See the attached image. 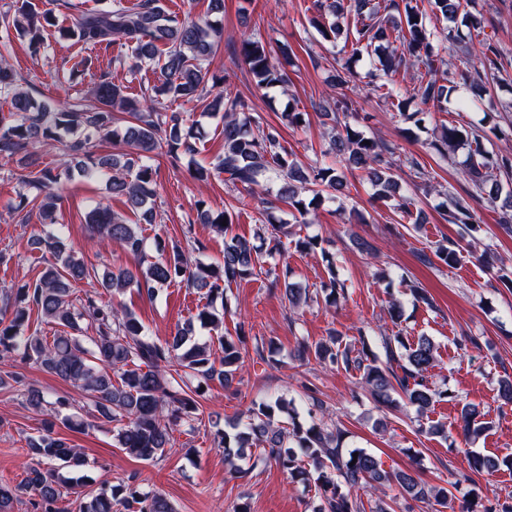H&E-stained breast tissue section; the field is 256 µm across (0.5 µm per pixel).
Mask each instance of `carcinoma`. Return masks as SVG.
I'll return each mask as SVG.
<instances>
[{
  "mask_svg": "<svg viewBox=\"0 0 512 512\" xmlns=\"http://www.w3.org/2000/svg\"><path fill=\"white\" fill-rule=\"evenodd\" d=\"M159 0H138L129 7L115 0L110 8L81 12L72 25H58L50 10H41L33 0H16L13 7L0 11V100L9 111L0 115V155H22L26 166L34 164L32 156L40 147L60 152L64 172L45 167L35 174L23 176V182L43 196L41 209L52 216L56 205L54 187L61 176L76 174L84 179L107 177L112 196L124 199L128 211L138 223L132 224L106 207L92 209L86 224L99 236L134 255L145 252L146 241L140 223L157 221V195L153 161L161 154L174 160L181 154H193L195 144L191 132H183V117L171 112L165 101H180L201 106L202 111L222 114L224 121V156L212 166L198 165L194 176L205 181L215 174H225L233 186H242L250 198L264 190V183L280 184L279 197L300 215L308 213L319 200L320 188L343 191L346 169L363 171L374 188L378 200L392 203L402 216L412 217L411 199L400 194L395 177L393 150L385 143L366 137L349 122L332 135L324 154L336 157V165L315 166L303 170L296 156L281 142L279 132L244 112L242 100L228 92L206 91L222 78L210 73L208 65L223 42V32L207 18L179 19L158 6ZM429 8L418 0H401L388 8L398 17L382 15L371 0H313L314 15L310 24L332 41L343 34L353 35L351 57L336 70V82L350 83L352 58L365 53L371 59L368 74L371 90L391 104L405 122L420 129L427 112L407 111L412 100L438 109L448 103L452 93L463 92L460 102L478 105L487 95L482 82L495 79L504 71L498 47L485 39L472 73L456 75L436 64L431 42V19L441 17L454 22L445 39L455 46V57L470 54L472 36L484 32L482 16L464 11L463 0H427ZM58 28L63 37L85 45L113 44L134 61L135 67L159 63L158 84L154 95L135 98L127 87L100 79L90 91V100L78 98L66 105L34 96L23 88L10 67L7 54L11 32L28 38L33 52L47 48L44 31ZM404 51L424 66L413 87L401 95L393 89L403 62L398 51ZM240 56L248 65L255 85L260 89L286 87L288 72L273 56L267 44L249 29L240 37ZM480 138L475 131L464 133L455 126L443 128L440 139L430 143L437 154L448 158V149L469 140L474 152L482 154ZM110 142L125 146L131 152L91 156L86 148L93 142ZM473 188L469 199L494 204L501 196L498 181L472 165ZM312 198L305 199V194ZM197 220L222 233V223H232L226 211L217 213L197 204ZM448 221L460 224L468 232L477 230L479 217L464 199L448 194ZM288 234L283 224L261 226L259 239L267 252H277L281 236ZM33 243L51 256L48 266L32 284L0 293V363L20 360L34 363L42 371L80 388L92 401L99 427L116 428L117 447L126 454L153 461L171 447L175 427L198 420L197 398L201 388L219 379L229 386L244 366L243 338L233 340L224 335L203 338L194 335L191 326L176 329L171 339L162 342L149 334L135 313L117 296L134 288L152 295L156 289L175 282L207 290V303L198 309L196 318L203 328L217 330L224 313L217 312L214 302L224 297L228 287L248 276L260 266L261 247L241 238L224 244L223 259L204 264L189 262L185 252L175 247L157 261L135 270L119 268L108 271L101 288L112 295L90 290L78 297L74 285L92 278L94 269L66 243L61 234L36 236ZM437 258L448 266L459 258L458 243L438 242L430 252L422 253L420 261L432 263ZM285 278L284 295L295 309L307 300L308 290L287 281L284 270L275 279ZM324 300L332 305L345 295V283L331 272L322 288ZM58 327L53 339H44L30 329L32 312ZM92 335H86L87 330ZM218 343L219 352L213 351ZM384 356H379L363 339L359 347L343 343L342 337L331 333L319 341L302 346V355L314 357L322 364L340 367L359 376L381 409L398 405L393 395L402 393L417 417L427 415L431 407L447 392L433 388L428 371L434 366L437 346L434 339L422 334L408 338L400 333L379 339ZM28 406L46 414L41 431L27 438L31 464L16 485L0 484V512H14V503L24 494L32 496L36 512H68L62 506L64 490L78 487V512H173L167 499L142 488L135 480L121 481L109 488L94 489L78 472L85 466L82 449L71 446L55 436L57 423L79 428L82 422L71 413L72 402L65 396L48 399L37 387L26 389ZM288 413V401L282 397L256 403L236 419L231 430H216L215 436L224 448V461L239 472L236 461L246 449H254L273 460L292 478L314 484L319 505L314 512H362L363 504L352 491L363 489L374 493L385 485H397L403 495L415 501L434 502L449 512H512V493L496 496V504L486 507L478 496L465 493L460 505L444 487L426 484L418 474L406 471L387 472L377 458L360 449L343 451L342 433L336 425L316 421L326 414L322 403L312 399L311 422L303 423L289 416L288 426L277 417ZM468 402L461 403L460 423L463 441L484 434L492 423ZM470 467L491 474L512 461L468 455Z\"/></svg>",
  "mask_w": 512,
  "mask_h": 512,
  "instance_id": "cac0c4a2",
  "label": "carcinoma"
}]
</instances>
